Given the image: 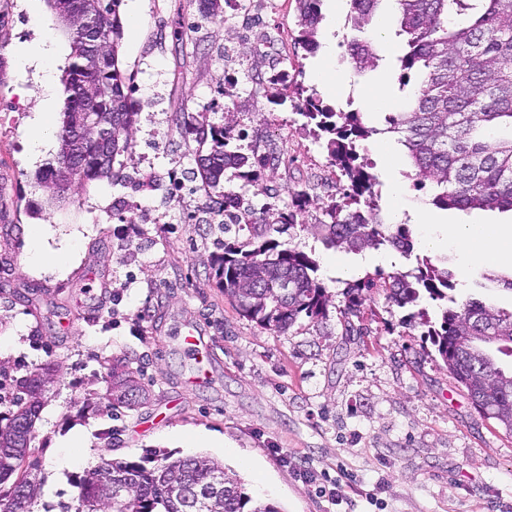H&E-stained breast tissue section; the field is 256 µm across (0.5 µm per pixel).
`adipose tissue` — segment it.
Wrapping results in <instances>:
<instances>
[{
    "instance_id": "1",
    "label": "adipose tissue",
    "mask_w": 512,
    "mask_h": 512,
    "mask_svg": "<svg viewBox=\"0 0 512 512\" xmlns=\"http://www.w3.org/2000/svg\"><path fill=\"white\" fill-rule=\"evenodd\" d=\"M63 48L52 37H40L21 45L15 52V64L20 72H32L40 95L27 120L31 141V159H38L54 146L52 127L53 108L62 93L57 84L54 64L61 58ZM419 223L428 225L422 239L425 249L440 252L454 247L462 268L474 264L493 266L512 262V227L499 225L451 223L430 226L427 214H420Z\"/></svg>"
}]
</instances>
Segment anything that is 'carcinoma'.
<instances>
[{"label": "carcinoma", "instance_id": "carcinoma-1", "mask_svg": "<svg viewBox=\"0 0 512 512\" xmlns=\"http://www.w3.org/2000/svg\"><path fill=\"white\" fill-rule=\"evenodd\" d=\"M384 0H350L352 27L356 35L348 42L355 74L362 76L379 66L381 56L368 35L371 22ZM399 18L398 35L405 36V52L397 57L402 78L418 76L410 103L385 116L386 127H368L362 112H337L308 95L301 116L315 122L328 135L326 148L331 165L348 181L346 202L325 207L327 220L315 225L328 246L359 253L366 248L385 247L405 255L413 251L410 229L394 224L380 214L378 198L382 182L373 165L360 159L354 136L396 134L412 167L414 187L431 188L432 204L440 209L499 210L512 212V0H394ZM122 0H47L58 16L97 17L105 45L96 55L85 43L69 35L71 53L65 68L67 94L61 125L57 131L55 163L39 171L35 180L48 200L57 199L51 184L76 181L90 183L117 179L115 158L128 152L136 123L126 77L119 67L121 39L119 8ZM301 38L305 48L318 47L320 0H299ZM98 97L91 103L100 125L112 139H100L85 126L87 92ZM190 131L210 140L198 155V171L215 190L234 180L253 184L257 174L252 154L241 146L231 148L224 126L192 118ZM73 157L77 169L64 167L60 159ZM295 224L291 212L264 210L260 223L249 224L252 240L245 246L223 244L224 253L212 266L226 296L239 313L277 333L288 332L306 316H325L330 302L318 281V264L305 253L280 247L265 238L262 229ZM452 273L428 257L419 260L417 272H391L384 277L386 299L400 307L416 305L426 293L443 302L438 325L428 331L432 344L449 374L463 386L476 410L494 419L512 434V370L502 368L482 345L512 357V310L495 307L480 298L462 305L449 294ZM288 280V293L276 288ZM374 278L354 282L345 292L341 310L346 330L362 320L365 293ZM58 365L46 364L17 381V392L0 395L15 407L8 422L0 425V485L12 487L30 478L32 500L41 494L43 482L37 470L26 465L34 432L18 424L35 423L47 384L57 376ZM105 381L112 405L129 410L146 399L140 370L129 360L114 357L106 362ZM129 487L125 499L111 500L107 477ZM195 486L208 491L190 508L180 490ZM78 498L86 501V512H281L272 504L247 509L251 498L236 473L206 457H176L161 453L155 465L101 460V470L80 481Z\"/></svg>", "mask_w": 512, "mask_h": 512}]
</instances>
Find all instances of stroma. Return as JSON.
<instances>
[{
	"instance_id": "obj_1",
	"label": "stroma",
	"mask_w": 512,
	"mask_h": 512,
	"mask_svg": "<svg viewBox=\"0 0 512 512\" xmlns=\"http://www.w3.org/2000/svg\"><path fill=\"white\" fill-rule=\"evenodd\" d=\"M137 26L124 27L119 64L139 93L132 144L114 164L116 184H74L60 204L48 206L26 161L27 118L39 94L32 74L13 65L15 45L44 35L68 36L46 0H0V363L15 382L38 365L58 364L35 424L29 459L44 486L36 512H76L78 483L101 459L144 462L153 452L177 457L207 455L239 473L247 493L282 512H512V434L479 416L423 334L414 308L368 296L362 321L367 333H345L341 310L348 280L336 271L345 251L327 247L314 226L341 197L338 171L325 144L295 113L297 88L344 112H365L364 96L376 83L387 89L389 110L406 102L398 90L395 62L405 40L390 24L379 41L382 61L357 76L346 48L352 36L350 5L323 18L318 43L336 42L335 68L342 83L320 75L318 53L297 40L298 3L288 0L269 23L288 29V87L256 86L270 59L249 52V66L229 85L224 49L245 46L250 27L198 13L195 0H142ZM206 113L224 124L231 145L249 136L264 151L283 158L265 170L258 186L287 185L278 208L296 216L279 242L319 265L317 276L331 297L318 321L302 318L287 334L240 316L216 284V240L208 224L194 222L200 208L215 203V191L180 198L167 187L172 167L191 168L199 148L185 132V118ZM373 140L357 143L383 183V212L399 207L413 237L421 228L414 213L430 206V190L414 187L406 160L379 156ZM154 159V213L169 224L128 219L129 179L142 155ZM308 194L297 204L294 193ZM46 246L75 251L63 273L27 266L34 230ZM448 268L458 303L472 297L512 309V292L485 287L487 276L512 273L471 266L460 273L455 251L431 256ZM104 285L100 301L86 289ZM195 325L204 347L195 360L179 335ZM121 356L142 372L148 395L128 410L113 406L103 359ZM93 407H85V399ZM82 432L80 447L67 438ZM70 457L69 470L54 461ZM312 470L303 483L297 464ZM347 482L343 498L329 503L321 489Z\"/></svg>"
}]
</instances>
